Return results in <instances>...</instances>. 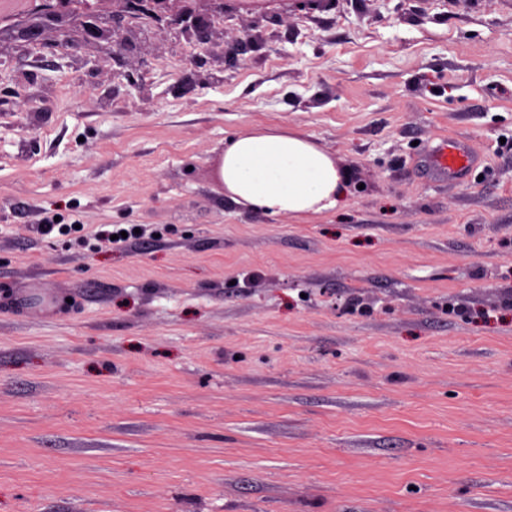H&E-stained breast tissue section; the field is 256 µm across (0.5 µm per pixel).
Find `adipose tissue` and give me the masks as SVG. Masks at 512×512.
I'll use <instances>...</instances> for the list:
<instances>
[{
  "label": "adipose tissue",
  "mask_w": 512,
  "mask_h": 512,
  "mask_svg": "<svg viewBox=\"0 0 512 512\" xmlns=\"http://www.w3.org/2000/svg\"><path fill=\"white\" fill-rule=\"evenodd\" d=\"M223 180L235 204L271 215L315 218L347 192L338 159L295 130H253L225 142Z\"/></svg>",
  "instance_id": "obj_1"
}]
</instances>
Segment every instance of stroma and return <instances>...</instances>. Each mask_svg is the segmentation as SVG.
Masks as SVG:
<instances>
[{
  "mask_svg": "<svg viewBox=\"0 0 512 512\" xmlns=\"http://www.w3.org/2000/svg\"><path fill=\"white\" fill-rule=\"evenodd\" d=\"M27 19L0 16V512H512V0H229L207 42L147 20L116 56ZM257 127L336 156L346 204L230 203ZM429 165L437 173L457 178L472 167V159L455 140L445 138L429 155Z\"/></svg>",
  "mask_w": 512,
  "mask_h": 512,
  "instance_id": "35a3bbf8",
  "label": "stroma"
}]
</instances>
